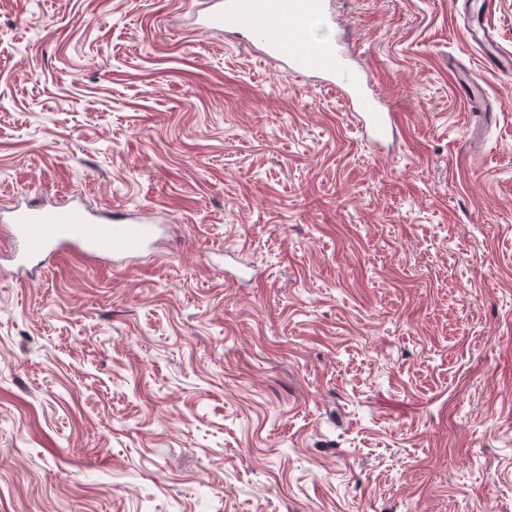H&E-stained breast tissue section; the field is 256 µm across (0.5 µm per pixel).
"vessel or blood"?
<instances>
[{
	"label": "vessel or blood",
	"instance_id": "obj_1",
	"mask_svg": "<svg viewBox=\"0 0 512 512\" xmlns=\"http://www.w3.org/2000/svg\"><path fill=\"white\" fill-rule=\"evenodd\" d=\"M498 6L499 0H469L467 26L471 41L481 50L485 69L511 77L512 54L500 49L489 26ZM329 11L328 0H214L199 27L245 44L258 41L264 60L289 74H311L338 87L358 132L374 146H383L400 133L401 115L381 109L378 97L368 91L366 69L347 66L349 52L343 36L332 40L310 37V26L325 19ZM454 85L474 111H491L483 84L467 67H456ZM163 222L151 209L101 212L81 201L52 207L29 203L0 211V229L18 271L24 273L30 266L69 254L126 264L152 253Z\"/></svg>",
	"mask_w": 512,
	"mask_h": 512
}]
</instances>
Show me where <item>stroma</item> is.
I'll return each instance as SVG.
<instances>
[{
	"label": "stroma",
	"instance_id": "stroma-1",
	"mask_svg": "<svg viewBox=\"0 0 512 512\" xmlns=\"http://www.w3.org/2000/svg\"><path fill=\"white\" fill-rule=\"evenodd\" d=\"M209 2L0 0V208L171 221L0 259V512H512V77L463 0H334L403 114L375 152ZM467 26L472 42L481 50L486 70L503 76H512V55L502 51L489 26V19L497 12L499 0H470ZM455 72V90L457 94L466 100L471 106L473 112H491L490 104L484 86L481 84L467 68L456 66ZM4 236L18 272L65 255L112 257L114 265L152 254L166 219L152 209L100 212L84 202L45 207L36 204L1 209ZM5 232V234H4ZM36 263V264H35Z\"/></svg>",
	"mask_w": 512,
	"mask_h": 512
}]
</instances>
